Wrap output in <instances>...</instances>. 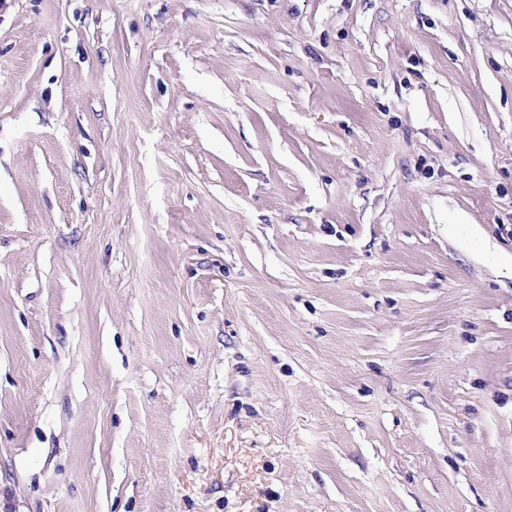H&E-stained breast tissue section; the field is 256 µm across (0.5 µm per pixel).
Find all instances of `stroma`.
<instances>
[{"label": "stroma", "instance_id": "35a3bbf8", "mask_svg": "<svg viewBox=\"0 0 512 512\" xmlns=\"http://www.w3.org/2000/svg\"><path fill=\"white\" fill-rule=\"evenodd\" d=\"M0 512H512V0H0Z\"/></svg>", "mask_w": 512, "mask_h": 512}]
</instances>
